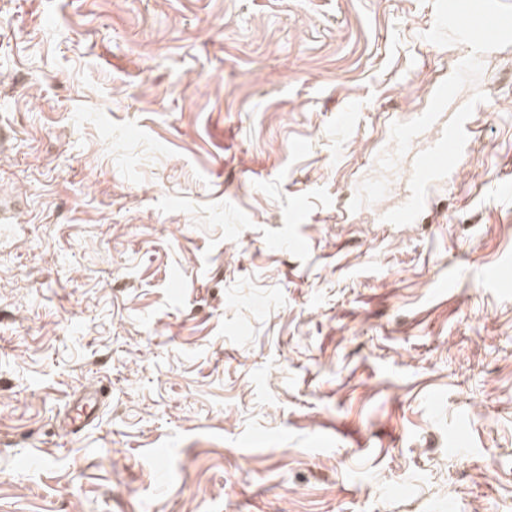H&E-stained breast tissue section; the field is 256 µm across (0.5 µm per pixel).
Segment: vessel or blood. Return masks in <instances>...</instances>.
Here are the masks:
<instances>
[{"label": "vessel or blood", "mask_w": 512, "mask_h": 512, "mask_svg": "<svg viewBox=\"0 0 512 512\" xmlns=\"http://www.w3.org/2000/svg\"><path fill=\"white\" fill-rule=\"evenodd\" d=\"M428 40L437 48L448 43L458 47L453 73L428 89L420 111L389 127L388 147L370 156L377 177L359 183L352 194L355 202L369 206L390 194L391 175H401L403 192L392 209L379 214L383 224L420 223L437 190L463 169L474 133L473 115L484 111L486 98L469 94L461 112L452 117L448 101L460 85L472 81L486 56L512 43V0H438Z\"/></svg>", "instance_id": "vessel-or-blood-1"}]
</instances>
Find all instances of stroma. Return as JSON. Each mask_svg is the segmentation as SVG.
Returning a JSON list of instances; mask_svg holds the SVG:
<instances>
[{
    "mask_svg": "<svg viewBox=\"0 0 512 512\" xmlns=\"http://www.w3.org/2000/svg\"><path fill=\"white\" fill-rule=\"evenodd\" d=\"M432 2L0 0V512H512V47L427 222L336 220ZM94 397H85L82 402L77 405V414L76 416L71 417V421L67 423V427L70 428V432L76 434L86 427L91 425L96 417L94 416Z\"/></svg>",
    "mask_w": 512,
    "mask_h": 512,
    "instance_id": "stroma-1",
    "label": "stroma"
}]
</instances>
